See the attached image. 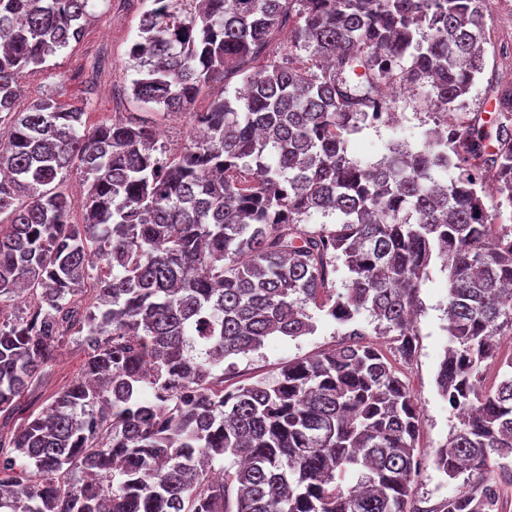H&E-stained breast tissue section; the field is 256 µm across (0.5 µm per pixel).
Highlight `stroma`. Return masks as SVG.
Listing matches in <instances>:
<instances>
[{"instance_id": "1", "label": "stroma", "mask_w": 512, "mask_h": 512, "mask_svg": "<svg viewBox=\"0 0 512 512\" xmlns=\"http://www.w3.org/2000/svg\"><path fill=\"white\" fill-rule=\"evenodd\" d=\"M148 7L149 0H97L81 41L58 51L43 67L22 77L19 107H26L33 99L55 90L63 104L84 110L91 123L139 117L148 120L160 131L169 153H177L189 141L187 116L144 108L133 100L129 91L134 72L128 67V51L137 38L141 16ZM511 43L512 11L500 7L498 0H489L486 68L459 109V119L476 118L481 124H489L491 88L506 73L501 49ZM386 90L393 111L405 114L406 119L391 127L366 128L351 137L353 156L368 164L377 162L385 154L389 141L420 144L424 131L434 127L436 122L427 100L428 86L408 90L390 82ZM418 299L421 310L416 319L415 355L407 363L396 361L395 366L421 409L417 451L424 461V468L414 482L412 504L420 512H429L440 499L468 490L477 477L464 472L448 479L433 465L436 450L446 444L459 425L435 383L448 343L445 331L448 272L440 263L431 265ZM347 331V326L321 320L311 335L295 339L269 337L258 350L235 357L231 364L225 365L224 383L233 387L258 378L274 381L281 363L338 347ZM84 359V352L76 342L62 344L54 362L43 370L40 380L21 396L24 414L38 413L48 405L52 395L79 377Z\"/></svg>"}]
</instances>
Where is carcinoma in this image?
<instances>
[{
	"instance_id": "cac0c4a2",
	"label": "carcinoma",
	"mask_w": 512,
	"mask_h": 512,
	"mask_svg": "<svg viewBox=\"0 0 512 512\" xmlns=\"http://www.w3.org/2000/svg\"><path fill=\"white\" fill-rule=\"evenodd\" d=\"M89 2L0 0V300L31 298L0 321V413L57 344L85 352L80 379L0 429V512H409L419 405L357 323L411 361L437 259L436 384L460 427L434 465L482 477L426 512H503L485 473L512 458V227L492 224L484 185L512 203V84L493 90L495 146L449 119L486 67V0H150L131 96L189 116L199 135L173 158L145 124L88 126L51 98L17 109L24 70L80 40ZM230 74L243 88L192 110ZM386 82L430 83L449 138L364 165L349 137L389 110ZM74 170L79 200L53 186ZM310 307L353 341L224 385L225 360L313 334Z\"/></svg>"
}]
</instances>
